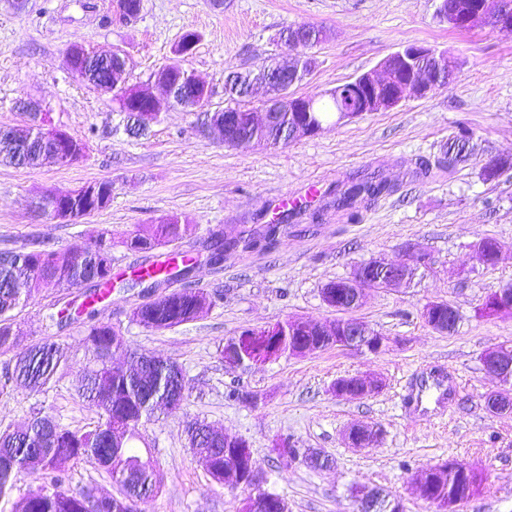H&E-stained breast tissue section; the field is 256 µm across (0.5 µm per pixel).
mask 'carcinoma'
Listing matches in <instances>:
<instances>
[{"instance_id":"carcinoma-1","label":"carcinoma","mask_w":512,"mask_h":512,"mask_svg":"<svg viewBox=\"0 0 512 512\" xmlns=\"http://www.w3.org/2000/svg\"><path fill=\"white\" fill-rule=\"evenodd\" d=\"M199 41L197 33L182 34L174 49L175 58L155 74L169 83L180 80L185 58L193 54ZM250 84L235 75L229 89L225 109L235 115L243 110L241 102L250 96ZM117 111L136 110L134 88L125 84L112 89ZM355 102L351 90L344 88L320 106L318 117L331 118L342 105ZM297 113L292 120H299ZM287 113L275 112L270 122L254 129L251 138L237 137L239 130L228 135L226 146L249 149L255 145L282 144L280 132L288 124ZM48 150L33 129L22 135L13 130L0 132V164L36 167L44 164ZM512 169V155H497L483 164L484 175L491 179ZM391 190L383 180L353 182L339 198V204L353 209L356 200H372ZM285 217L264 226L258 238L240 237L232 245L243 244L249 249L259 243L269 248L276 244ZM197 225L179 215H169L158 224L143 227L123 241L130 250L147 252L185 242L196 233ZM181 260L169 265L140 271L136 282L153 281L159 287L173 278L184 279L181 288L159 297L132 312V320L153 329H169L194 320L211 304L204 290L187 280L193 265L192 256L180 254ZM92 281L89 292L78 309L85 316L86 343L94 353L97 367L90 371L81 386L80 396L97 415L95 425L85 431L72 430L50 415L33 413L27 426L14 429L0 426V496L12 490L14 475L26 471L38 480L24 497L23 512H137V504L145 492L160 489L161 479L151 461L138 453L133 443L140 438V429L149 421L155 409L163 406L170 411L183 409L189 398L186 386L171 384L170 373L182 372L177 362L151 355H140L129 369H112V351L123 345L120 333L108 323L97 319L96 305L112 294V231L99 233L82 250L58 249L45 241L35 242L34 249L22 253H0V350L14 349L12 370L6 379L24 384L35 392H46L56 383V375L66 361L51 337L26 347H19V331L14 328V311L36 301L44 288H75ZM338 290L337 307L346 311L354 308L353 289L343 281H331L324 290ZM188 450L192 457L203 461L211 479L224 483L225 466L236 449L224 446V435L193 418L185 422ZM92 462L102 468L121 490L116 495H99L91 490L73 491L68 482L67 464ZM454 479L437 477L425 499L436 512H448V488Z\"/></svg>"}]
</instances>
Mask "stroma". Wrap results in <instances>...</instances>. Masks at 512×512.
<instances>
[{"mask_svg": "<svg viewBox=\"0 0 512 512\" xmlns=\"http://www.w3.org/2000/svg\"><path fill=\"white\" fill-rule=\"evenodd\" d=\"M433 0H143L136 18L119 20L113 0H0V128L23 129L29 111L22 100L51 113L55 125L87 144L82 161L69 166H0V252H24L36 241L79 250L102 229L116 238L112 270L117 279L99 307L100 321L121 330L123 348L112 366L129 368L133 354L176 361L190 387L182 412L157 410L142 429L139 452L164 476L160 492L139 501V512H242L248 488L212 483L189 453L184 421H205L226 436L249 442L263 487L285 499L289 512H353L350 491L380 488L403 512H434L413 482L418 469L454 458L482 475L478 494L457 512H512V411L493 413L485 396L499 384L482 364L494 346L512 347V315L485 316L486 295L512 285V171L488 180L484 159L512 154V37L491 28L449 29L434 17ZM318 26L328 39L313 50L315 66L294 95L321 94L375 68L408 43L449 51L458 71L446 87L425 98L410 97L392 110L366 114L340 125L325 124L315 136L278 147L237 150L206 140L203 115L172 109L146 135L128 136L124 115L111 93L76 77L67 50L121 52L128 85L145 83L167 64L180 36L200 41L185 63L211 90L210 109L224 106V76L253 69L264 60H289L283 30ZM467 127L476 158L442 162L448 140ZM387 180L392 190L359 206L357 219L334 205L336 189L353 178ZM94 181L112 184L105 209L61 223L36 212L43 191L67 192ZM301 208L284 211V199ZM288 222L275 248L228 252L210 260L211 238L233 239L259 230L273 214ZM196 224L185 247L195 257L192 280L222 295L188 323L160 331L143 328L132 311L147 298L132 286V271L151 254L128 250L124 239L167 215ZM492 238L503 246L497 265L472 258L474 244ZM430 253V266L413 281L366 291L352 318L385 336L379 353L330 346L302 356L282 355L230 371L219 351L246 328L291 318L336 319L321 299L325 284L349 278L373 260L398 261L405 246ZM81 303L76 288L43 289L35 304L15 313L26 344L55 337L67 359L59 380L43 394L5 379L13 355L0 352V426H24L33 410L70 429H87L96 414L79 390L95 368L85 327L55 324L60 301ZM430 301L459 313L453 332L441 333L420 317ZM456 376L460 390L446 409L435 404L402 408L403 387L421 369ZM371 373L377 394L346 400L331 395L338 377ZM261 394L254 408L229 398L230 390ZM378 427L371 447H349V425ZM290 438L332 460L317 470L272 452L274 440Z\"/></svg>", "mask_w": 512, "mask_h": 512, "instance_id": "obj_1", "label": "stroma"}]
</instances>
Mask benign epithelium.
<instances>
[{"mask_svg": "<svg viewBox=\"0 0 512 512\" xmlns=\"http://www.w3.org/2000/svg\"><path fill=\"white\" fill-rule=\"evenodd\" d=\"M435 17L441 23L450 26L459 24L466 29L490 27L504 35L512 37V3L508 0H498L496 7H491V0H479L476 6L453 18L455 10L450 6L449 0H435ZM313 30L308 27H298L291 30L283 38L285 44L295 49L310 39ZM458 70L457 62L446 50H438L431 46L410 43L388 54L375 70L364 72L349 82L350 88L359 98V106L355 109L342 108L336 112V122L343 123L370 112H382L399 105L410 95L425 98L443 86L447 77L454 76ZM166 89V96L159 97L153 92V85ZM209 88L200 82L192 73L183 76L181 82L170 84L163 78L155 77L154 83L142 85L138 88L136 97L149 102V108L143 113L135 114L129 122L132 127H138L153 113H162L172 107H181L185 110L195 111L207 106ZM276 107L281 112H303L305 118L288 123V130L284 136L285 143L290 144L302 138L313 136L323 129V122L314 118L317 100L313 97H294L288 90L280 88L275 92ZM229 122L222 111L216 110L207 115V121L201 126L203 137L222 142L225 139V123ZM39 136L43 143L51 147V158L57 165H71L82 160L83 153L74 147V140L67 132L53 125L48 116L41 113L36 121ZM84 191L77 189L72 192L60 193L47 191L43 193L35 204V209L53 219L64 221L71 215V208ZM502 247L496 244L485 249L473 250L474 261L481 266H490L498 262ZM431 263L430 255L414 246H408L403 258L397 263L373 261L370 268L377 272V277L357 272L345 284L356 289V299H361L365 291L375 288H392L405 279L407 270L414 267H427ZM442 303L433 301L425 304L420 312L422 320L437 332H445V323L439 321L438 316ZM314 329L324 339L338 347L364 350L371 353L380 352L385 347L386 338L373 331L364 322L353 318H339L332 321L320 322L311 326L307 321L298 319L293 329ZM280 326L277 324L263 328H249L241 335L232 337L224 343V367L237 370L252 364L262 363L277 358L288 352L294 355H305L311 348L302 345V339L288 337V351H283L278 336ZM263 342V354L251 358L244 352V346L254 340ZM484 368L495 375L500 387L490 392L486 401L489 404L498 403L500 395H512V349L505 347H492L482 356ZM352 383L337 380L330 391L335 397L348 396L347 389L355 390L356 398L370 397L382 388V382L372 376L359 374L351 376ZM378 429L369 426H353L349 429L347 439L353 448H366L377 441ZM273 448L283 451L304 463L318 466L320 461L310 458L297 450L293 441L273 444ZM249 470L250 477L247 487L251 488L252 500H258L263 492L261 485L263 476L250 461L244 465L237 463L234 470L242 474Z\"/></svg>", "mask_w": 512, "mask_h": 512, "instance_id": "obj_1", "label": "benign epithelium"}]
</instances>
